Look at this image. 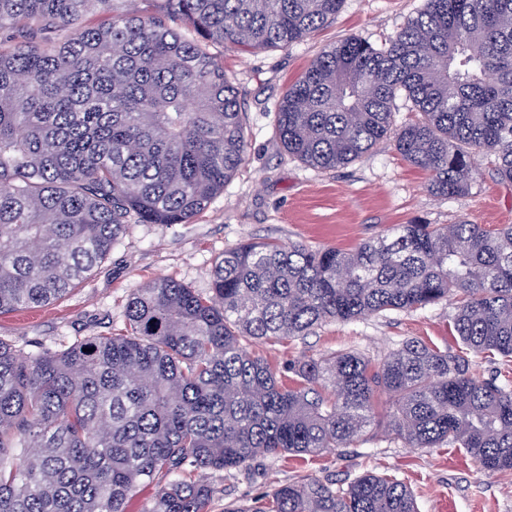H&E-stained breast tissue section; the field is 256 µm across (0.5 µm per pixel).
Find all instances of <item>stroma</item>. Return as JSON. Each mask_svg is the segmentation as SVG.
I'll use <instances>...</instances> for the list:
<instances>
[{"label":"stroma","instance_id":"obj_1","mask_svg":"<svg viewBox=\"0 0 512 512\" xmlns=\"http://www.w3.org/2000/svg\"><path fill=\"white\" fill-rule=\"evenodd\" d=\"M424 2L344 0L333 20L290 47L252 53L221 49L224 73L239 91L248 129L236 175L188 223L128 225L121 242L63 300L0 314V339L26 351L55 350L86 336L122 333L135 288L172 278L209 293L215 261L247 240L348 249L415 221L512 224V185L497 181L489 159L479 160L469 194L448 199L429 192L426 172L393 146L319 170L286 153L276 136L277 101L318 53L349 36L381 43ZM451 310L444 301L415 311H386L328 323L304 337L258 342L252 349L275 368L291 357L344 349L377 364L408 338L454 351L459 344L448 328ZM368 471L405 482L418 512H512V472L485 471L461 448H409L379 431L316 457L261 458L246 469L206 471L202 477L215 490L209 512H224L233 503L250 504L277 484L309 478L346 484Z\"/></svg>","mask_w":512,"mask_h":512}]
</instances>
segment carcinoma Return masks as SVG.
Returning <instances> with one entry per match:
<instances>
[{
  "mask_svg": "<svg viewBox=\"0 0 512 512\" xmlns=\"http://www.w3.org/2000/svg\"><path fill=\"white\" fill-rule=\"evenodd\" d=\"M0 0V313L83 283L129 224H186L235 176L247 130L210 52L287 48L343 0ZM403 97L415 118L396 126ZM284 150L322 170L393 143L443 197L481 158L512 184V0H425L373 45L341 40L275 107ZM448 300L465 354L406 339L379 365L340 350L278 376L253 340ZM125 333L57 351L0 339V512H208L211 484L258 458L346 448L379 425L409 448H463L512 470V381L469 354L512 358V225L400 224L351 250L236 245L209 295L172 279L132 293ZM389 405L376 421L379 395ZM224 512H417L405 483L277 485ZM471 364V370L473 374L479 379H490L492 377L499 376L503 379L504 376L512 377V362H506L496 356V360H491L484 357V355L474 356L468 355Z\"/></svg>",
  "mask_w": 512,
  "mask_h": 512,
  "instance_id": "obj_1",
  "label": "carcinoma"
}]
</instances>
